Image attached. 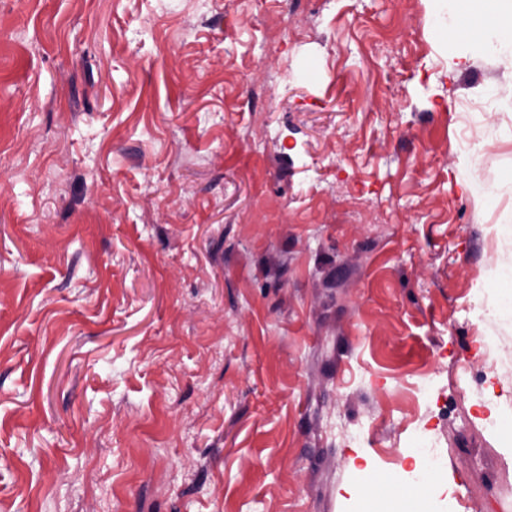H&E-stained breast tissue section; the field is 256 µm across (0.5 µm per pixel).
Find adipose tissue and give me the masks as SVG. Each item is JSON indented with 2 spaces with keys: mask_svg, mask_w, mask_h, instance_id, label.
<instances>
[{
  "mask_svg": "<svg viewBox=\"0 0 512 512\" xmlns=\"http://www.w3.org/2000/svg\"><path fill=\"white\" fill-rule=\"evenodd\" d=\"M437 23L448 40V74L456 76L473 58L494 59L503 76L484 85L498 110L512 112V0H437ZM408 457L424 463L425 477L400 489L386 474L364 470L355 490L357 512H432L441 490L438 467L425 449L412 448Z\"/></svg>",
  "mask_w": 512,
  "mask_h": 512,
  "instance_id": "adipose-tissue-1",
  "label": "adipose tissue"
}]
</instances>
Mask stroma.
<instances>
[{
  "label": "stroma",
  "instance_id": "obj_1",
  "mask_svg": "<svg viewBox=\"0 0 512 512\" xmlns=\"http://www.w3.org/2000/svg\"><path fill=\"white\" fill-rule=\"evenodd\" d=\"M434 0H0V512H512V112ZM489 314L494 317L512 312V278H501L490 285ZM406 456L416 463L427 461L423 448H410ZM424 474L429 479H421L409 489L400 490L396 480L386 474H377L367 467L361 468L363 480L355 490L354 500L358 512H381L380 506L386 502L387 512H432V502L441 490L438 480V467L434 461H427Z\"/></svg>",
  "mask_w": 512,
  "mask_h": 512
}]
</instances>
